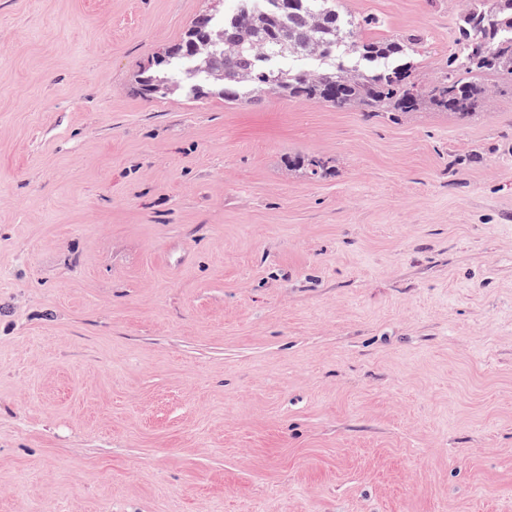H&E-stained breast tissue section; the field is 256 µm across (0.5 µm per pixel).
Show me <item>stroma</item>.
<instances>
[{"mask_svg": "<svg viewBox=\"0 0 512 512\" xmlns=\"http://www.w3.org/2000/svg\"><path fill=\"white\" fill-rule=\"evenodd\" d=\"M337 3L425 84L469 0ZM213 5L0 0V512H512V75L143 98Z\"/></svg>", "mask_w": 512, "mask_h": 512, "instance_id": "1", "label": "stroma"}]
</instances>
